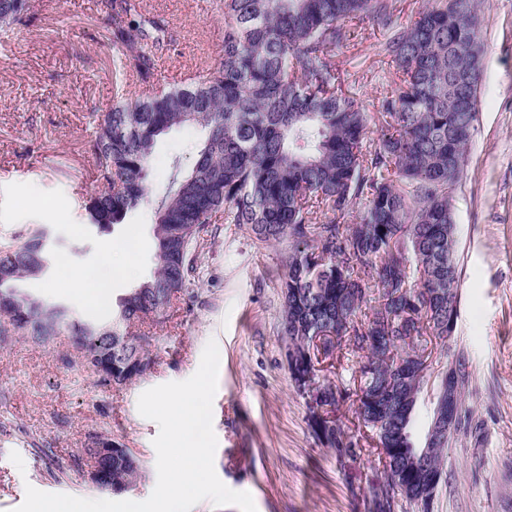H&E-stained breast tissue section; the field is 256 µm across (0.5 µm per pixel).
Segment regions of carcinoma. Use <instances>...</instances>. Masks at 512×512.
<instances>
[{
  "mask_svg": "<svg viewBox=\"0 0 512 512\" xmlns=\"http://www.w3.org/2000/svg\"><path fill=\"white\" fill-rule=\"evenodd\" d=\"M481 0H439L410 25H397L387 0H220L223 59L178 85L156 78L157 54L174 37L168 21L143 0H105L115 74L150 87L117 97L94 128L91 150L102 188L83 205L85 223H120L153 210L156 269L131 289L112 319L87 320L62 304L23 300L31 323L0 319V339L20 334L40 345L63 332L76 339L80 362L111 363L126 384L147 372L159 338L136 330L148 318L165 322L173 301L198 277L195 247L209 225L246 224L262 244L288 241L280 288V335L288 337L294 383L326 391L325 405L355 395L358 425L375 436L384 483L410 482L402 452L428 449L444 470L448 448L470 411L468 356L446 337L455 331L459 259L454 185L476 121ZM34 12L32 0H0V29ZM372 19L388 34L385 51L399 86L384 97L380 117L342 90L336 49L359 39ZM380 123L376 144L366 143ZM195 126L204 133L198 158L172 174L155 199L148 187L158 141ZM352 212L351 224L335 215ZM55 241L41 224L16 246L0 249V270L20 283L47 268ZM448 349L459 381L457 417L445 444L429 441L435 413L417 435V401L433 341ZM418 370L405 371L409 356ZM356 358L349 385L320 379V366ZM337 451L357 443L341 426L310 422ZM131 450L112 459L103 490L121 494L142 478Z\"/></svg>",
  "mask_w": 512,
  "mask_h": 512,
  "instance_id": "1",
  "label": "carcinoma"
}]
</instances>
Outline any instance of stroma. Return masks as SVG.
<instances>
[{"label":"stroma","mask_w":512,"mask_h":512,"mask_svg":"<svg viewBox=\"0 0 512 512\" xmlns=\"http://www.w3.org/2000/svg\"><path fill=\"white\" fill-rule=\"evenodd\" d=\"M176 39L157 61L162 82L180 83L196 67L222 59L224 20L216 0H146ZM109 21L100 0H43L14 26L0 50V246L51 225L61 253L93 264L107 243L138 238L127 277L114 280L103 304L75 301L77 285L50 261L23 282L29 294L107 321L131 288L155 268L150 212L129 213L107 229L83 224L82 204L97 189L89 141L95 119L121 87L113 71ZM482 81L478 115L455 190L460 305L455 336L470 355L467 400L476 436L448 451V481L433 512H512V0H485L479 13ZM345 86L369 111L381 109L398 78L376 22L357 45L336 52ZM202 134L173 130L155 148L148 185L160 194L173 167L188 170ZM50 200L51 209L31 205ZM287 243L259 244L250 229L210 225L198 248L199 279L179 295L158 330L152 366L124 386L105 385L71 360L68 337L44 347L22 336L0 341V512H13L26 486L47 493L104 498L85 479L83 448L105 432L145 465L133 494L147 499L157 481V424L142 417L145 390L183 381L198 369L209 341L219 349L213 401L214 468L230 489L252 495L257 512H374L368 495L383 481L369 450L341 455L308 425L306 400L288 371L279 335L278 278Z\"/></svg>","instance_id":"1"}]
</instances>
